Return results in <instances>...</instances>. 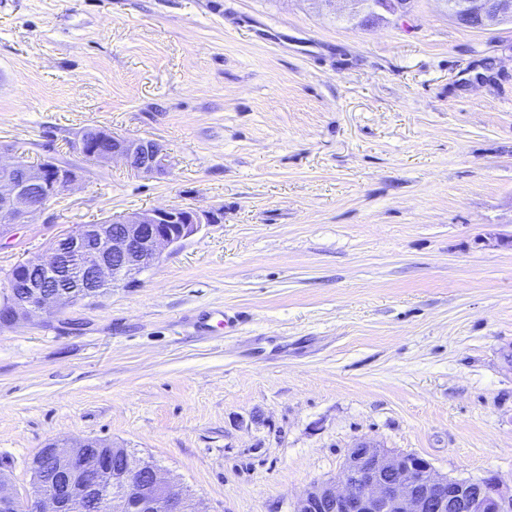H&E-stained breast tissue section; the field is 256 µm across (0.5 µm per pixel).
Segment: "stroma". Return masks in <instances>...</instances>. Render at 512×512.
I'll return each instance as SVG.
<instances>
[{
	"mask_svg": "<svg viewBox=\"0 0 512 512\" xmlns=\"http://www.w3.org/2000/svg\"><path fill=\"white\" fill-rule=\"evenodd\" d=\"M163 145L145 176L71 143ZM0 145L77 169L0 278L79 224L219 211L135 285L0 326V459L153 462L208 512H294L370 438L512 488V23L409 0H0ZM238 315L199 333L200 315Z\"/></svg>",
	"mask_w": 512,
	"mask_h": 512,
	"instance_id": "obj_1",
	"label": "stroma"
}]
</instances>
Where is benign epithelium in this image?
I'll use <instances>...</instances> for the list:
<instances>
[{
    "instance_id": "7a95c632",
    "label": "benign epithelium",
    "mask_w": 512,
    "mask_h": 512,
    "mask_svg": "<svg viewBox=\"0 0 512 512\" xmlns=\"http://www.w3.org/2000/svg\"><path fill=\"white\" fill-rule=\"evenodd\" d=\"M462 9L476 25L488 29L512 11V0H467ZM102 141L109 144L97 150L102 164L119 160L146 176L165 167L163 149L154 140L111 132L96 138ZM77 182L63 165L44 161L34 166L0 149V239L16 224L35 223L52 198L72 190ZM217 221L213 211L185 206L154 208L102 224H79L26 266L42 270L51 281L61 276L62 259L68 256L74 261L73 281L81 283L83 272L88 271L95 289L51 291L32 282L22 296L3 299L0 324L39 318L64 304L125 284L158 261L165 249L181 245L202 225ZM167 224L176 225V230L166 229ZM99 447L98 440L87 439L70 444L52 441L40 449L33 466L46 459L55 464L61 482L57 491H35L23 499L0 473V512H14L21 501L26 512H68L90 494L98 496L102 512H188L189 500L183 491L154 464L126 458L119 465L111 462L117 449L106 456L91 452ZM294 512H512V494L503 491L495 475L478 481L450 479L421 456L362 439L349 451L338 479L305 490Z\"/></svg>"
}]
</instances>
